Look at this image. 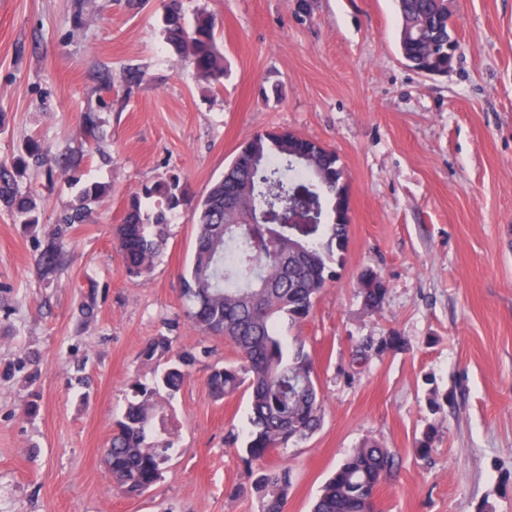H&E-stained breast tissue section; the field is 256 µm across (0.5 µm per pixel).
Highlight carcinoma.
Masks as SVG:
<instances>
[{
    "instance_id": "obj_1",
    "label": "carcinoma",
    "mask_w": 512,
    "mask_h": 512,
    "mask_svg": "<svg viewBox=\"0 0 512 512\" xmlns=\"http://www.w3.org/2000/svg\"><path fill=\"white\" fill-rule=\"evenodd\" d=\"M400 15L399 51L412 68L448 72V0H397ZM160 30L180 60L191 65L199 81L216 85L224 77V53L216 37V18L199 9L188 21L181 0H163ZM55 162L37 140L28 141L13 168L30 165L52 168ZM343 168L336 152L321 147L317 164L288 158V131L255 133L199 204L198 231L190 264L182 280V297L193 324L206 335L224 337L235 348L239 362L215 366L207 378L211 396L222 400L244 389L249 393L252 431L244 453L259 463L252 486L260 512H285L290 475L288 468L266 463L270 454L316 430L321 403L311 355L301 343L287 350L278 336L279 322H303L326 283L336 276L333 264L349 239V221L333 206V222L318 241L299 239L288 248V225L262 224L268 206L296 204L298 191H321L325 200H337ZM106 186L90 183L82 201L68 217L82 224L90 204ZM182 189L175 175L142 189L127 203L116 242L129 274L151 272L165 242L169 213L180 203ZM20 224H39L37 205L21 192L11 173L0 166V206ZM236 261L225 263L228 249ZM62 250L54 235L39 262L55 267ZM364 306L380 308L387 288H361ZM163 367L149 381L131 384L134 400L114 423L104 454L113 487L121 494L140 496L161 477L172 433L159 403L182 387L195 363L192 352L172 354V339L159 335L141 351ZM393 466L390 452L377 442L354 449L325 482L313 512H379L378 490Z\"/></svg>"
}]
</instances>
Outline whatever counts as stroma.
<instances>
[{
	"label": "stroma",
	"mask_w": 512,
	"mask_h": 512,
	"mask_svg": "<svg viewBox=\"0 0 512 512\" xmlns=\"http://www.w3.org/2000/svg\"><path fill=\"white\" fill-rule=\"evenodd\" d=\"M309 4L303 16L297 0H182L186 16L216 18L224 78L209 86L164 43L160 0H0V163L31 137L68 162L18 179L37 227L0 207V512H259L248 398L206 385L237 354L188 322L180 274L201 199L246 139L281 129L334 150L350 198L336 279L280 328L286 346L304 342L323 401L318 429L269 457L290 471L286 512H311L367 440L394 456L382 512H512V0H448L459 49L443 75L400 57L394 0ZM171 174L182 198L166 243L150 273L129 275L114 227ZM94 181L106 194L67 223ZM366 270L387 285L376 312L358 294ZM160 334L197 361L163 404L175 446L160 480L126 497L102 458ZM388 336L398 347L359 354Z\"/></svg>",
	"instance_id": "obj_1"
}]
</instances>
